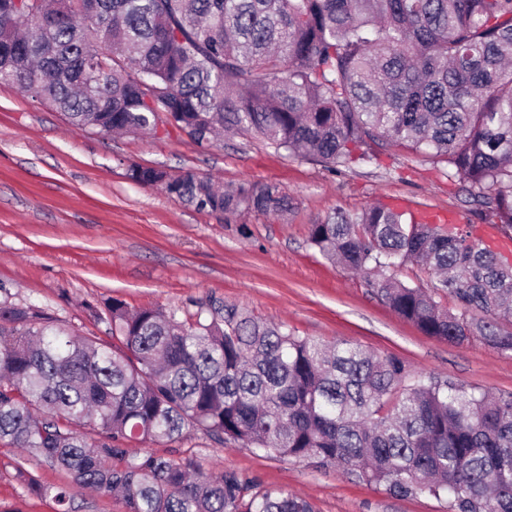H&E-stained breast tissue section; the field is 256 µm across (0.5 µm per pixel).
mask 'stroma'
<instances>
[{
	"label": "stroma",
	"mask_w": 512,
	"mask_h": 512,
	"mask_svg": "<svg viewBox=\"0 0 512 512\" xmlns=\"http://www.w3.org/2000/svg\"><path fill=\"white\" fill-rule=\"evenodd\" d=\"M168 173L190 167L222 186L273 183L287 212L235 217L199 211L158 186L128 176L130 166ZM445 164L391 147L379 161L333 174L255 133L198 145L172 130L157 136L103 135L71 128L62 112L0 84V300L35 306L81 333L107 337L105 307L177 310L233 306L286 324L325 344L350 341L405 361L413 375L452 377L494 394L512 392V358L481 340L461 345L424 335L374 297L365 279L325 259L309 228L335 210L405 200L413 212L448 211L484 223L483 208L458 191ZM129 455L193 458L200 470L230 468L265 489L307 496L317 512H448L447 499L396 498L346 478L193 432L175 443H130ZM24 468L46 486L65 473L0 441V512H56L30 494Z\"/></svg>",
	"instance_id": "stroma-1"
}]
</instances>
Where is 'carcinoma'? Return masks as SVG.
I'll return each instance as SVG.
<instances>
[{
  "label": "carcinoma",
  "mask_w": 512,
  "mask_h": 512,
  "mask_svg": "<svg viewBox=\"0 0 512 512\" xmlns=\"http://www.w3.org/2000/svg\"><path fill=\"white\" fill-rule=\"evenodd\" d=\"M0 0V83L64 113L76 129L197 144L256 132L329 171L400 146L448 166L458 190L512 230V0ZM39 26L29 39V25ZM129 178L227 217L279 214L272 183L224 188L192 168L133 165ZM328 260L423 333L480 338L512 356V264L467 231L421 222L382 203L310 225ZM422 261L430 289L396 269ZM457 305L452 312L438 294ZM112 340L0 302V441L62 471L57 512L75 488L117 493L126 512H315L288 490L192 459L124 444L174 443L202 430L218 444L336 466L393 497L428 494L449 512H512V393L451 377L410 378L405 362L357 344L333 346L235 307L131 311L114 299ZM36 495L50 491L34 479Z\"/></svg>",
  "instance_id": "cac0c4a2"
}]
</instances>
